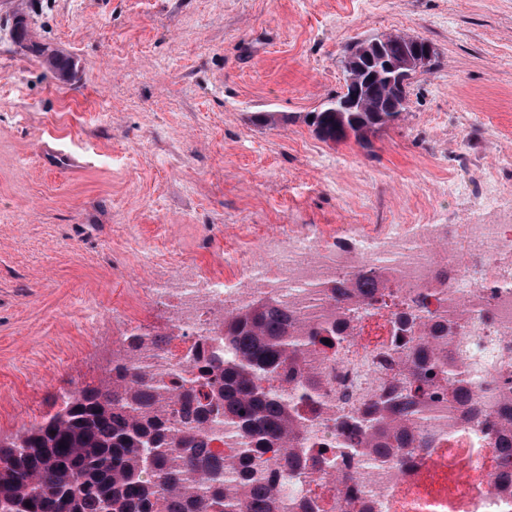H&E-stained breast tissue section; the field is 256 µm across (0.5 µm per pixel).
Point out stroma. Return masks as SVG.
Wrapping results in <instances>:
<instances>
[{
  "mask_svg": "<svg viewBox=\"0 0 512 512\" xmlns=\"http://www.w3.org/2000/svg\"><path fill=\"white\" fill-rule=\"evenodd\" d=\"M18 16L47 56L14 43ZM389 32L436 52L406 111L371 149L320 140L304 117L344 91L345 46ZM50 134L87 167L42 169ZM507 158L512 0H0V437L104 379L114 301L172 326L147 290L159 243L185 273L242 281L227 249L258 258L315 224L340 247L351 224H496L440 191L497 168L512 196Z\"/></svg>",
  "mask_w": 512,
  "mask_h": 512,
  "instance_id": "1",
  "label": "stroma"
}]
</instances>
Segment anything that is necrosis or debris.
<instances>
[{
	"label": "necrosis or debris",
	"mask_w": 512,
	"mask_h": 512,
	"mask_svg": "<svg viewBox=\"0 0 512 512\" xmlns=\"http://www.w3.org/2000/svg\"><path fill=\"white\" fill-rule=\"evenodd\" d=\"M251 281L283 309L318 329L333 319L325 286L370 267L379 281L375 299L358 307L348 335L316 342L297 365L298 383L316 378L324 405L305 410L303 445L310 456L334 453L343 439L340 410L358 411L402 389L412 378L405 355L424 349L451 368H463L470 408L455 398L451 382L425 399L413 416L392 415L415 444L387 464L373 451L335 468L312 469L285 480L294 502H317L319 512H512V462L496 448L499 430H512V219L502 224H397L385 235L352 232L348 248L322 242L320 228L289 234L260 263L231 253ZM168 279L151 289L156 305L175 299L178 319L163 349L144 361L164 381L181 375L196 343L223 353L221 320L252 302L256 292L218 277L182 278L180 264L158 260ZM446 279H437L438 271ZM177 287H170V280ZM413 310L426 322H447L448 333L417 328L398 333L397 318Z\"/></svg>",
	"instance_id": "obj_1"
}]
</instances>
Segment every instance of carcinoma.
Instances as JSON below:
<instances>
[{
	"mask_svg": "<svg viewBox=\"0 0 512 512\" xmlns=\"http://www.w3.org/2000/svg\"><path fill=\"white\" fill-rule=\"evenodd\" d=\"M12 36L31 54H46L23 22H15ZM430 51L417 36L386 43L383 54L413 74L408 63ZM359 66L368 106L331 112L327 103L311 113L309 125L324 142L352 138L368 148L406 110L410 83L388 84L367 59ZM351 286L368 302L379 283L361 269L329 286L330 298L347 297ZM319 336L272 299H257L224 317V355L207 356L198 345L186 374L166 383L140 365L141 354L161 348L164 338L127 334L100 384L63 395L54 413L0 440V512H239L245 499L255 512H290L281 494L288 475L352 457L360 440L383 457L405 447L407 438L386 432L382 411L412 415L435 393L443 369L423 350L414 355L415 375L407 386L367 413L339 419L346 439L336 454L316 461L288 450L303 426L298 402L308 399L306 392L289 394L288 384L304 349ZM220 415L243 443L227 461L205 448L210 423ZM267 448L283 452L260 472L256 463Z\"/></svg>",
	"mask_w": 512,
	"mask_h": 512,
	"instance_id": "obj_1",
	"label": "carcinoma"
}]
</instances>
